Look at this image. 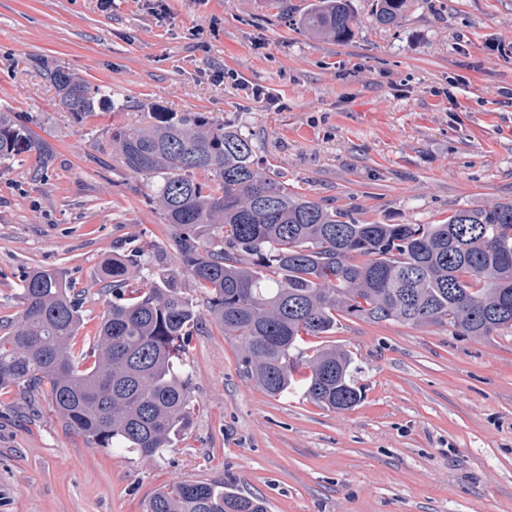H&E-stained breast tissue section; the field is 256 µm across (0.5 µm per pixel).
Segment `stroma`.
I'll use <instances>...</instances> for the list:
<instances>
[{
	"label": "stroma",
	"instance_id": "obj_1",
	"mask_svg": "<svg viewBox=\"0 0 512 512\" xmlns=\"http://www.w3.org/2000/svg\"><path fill=\"white\" fill-rule=\"evenodd\" d=\"M310 2L0 0V110L50 153L42 170L27 153L0 164V316L20 311L26 271L55 269L82 293L89 340L113 254L134 245L177 269L151 180L112 146L154 104L239 125L292 193L365 223L512 200V0H409L390 27L351 0L342 44L298 27ZM55 67L107 88L112 107L74 120ZM321 343L357 365L353 409L268 396L205 321L185 366L197 412L152 459L65 430L47 392L31 422L0 394V512H145L163 486L220 479L269 512H512V331L350 318Z\"/></svg>",
	"mask_w": 512,
	"mask_h": 512
}]
</instances>
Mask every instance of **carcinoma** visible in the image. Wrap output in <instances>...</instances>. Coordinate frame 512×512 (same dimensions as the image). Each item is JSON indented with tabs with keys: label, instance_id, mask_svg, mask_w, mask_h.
Listing matches in <instances>:
<instances>
[{
	"label": "carcinoma",
	"instance_id": "1",
	"mask_svg": "<svg viewBox=\"0 0 512 512\" xmlns=\"http://www.w3.org/2000/svg\"><path fill=\"white\" fill-rule=\"evenodd\" d=\"M407 0H376L375 23L391 26ZM312 35L346 42L350 0H317L299 16ZM50 78L77 120L112 104L56 68ZM122 166L156 180L154 197L171 228L180 272H158L129 249L102 269L111 295L92 345L77 346L82 302L62 274L23 275L21 310L0 317V391L20 396L49 385L65 429L96 448L161 456L192 423L183 372L191 337L205 317L241 341L247 378L276 397L302 388L315 404L349 410L362 399L350 354L321 347L305 359L300 344L354 317L371 323L446 324L460 336L512 329V201L458 209L439 224H365L318 200L288 191L260 169L252 139L205 112L152 107V122L112 133ZM48 154L0 112V160ZM207 170L216 185L194 171ZM148 271L130 288L132 270ZM187 275L206 294L201 312L178 284ZM146 512H268L266 502L224 482L177 481L157 490Z\"/></svg>",
	"mask_w": 512,
	"mask_h": 512
}]
</instances>
